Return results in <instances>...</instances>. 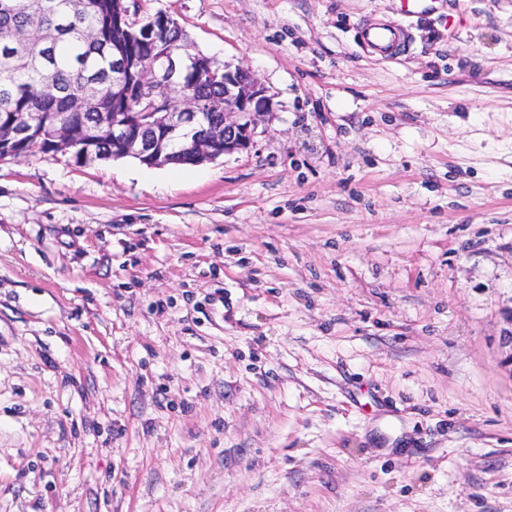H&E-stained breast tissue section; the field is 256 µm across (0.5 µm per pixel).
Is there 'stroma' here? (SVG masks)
Masks as SVG:
<instances>
[{
    "label": "stroma",
    "instance_id": "35a3bbf8",
    "mask_svg": "<svg viewBox=\"0 0 512 512\" xmlns=\"http://www.w3.org/2000/svg\"><path fill=\"white\" fill-rule=\"evenodd\" d=\"M138 5L274 114L0 161V512H512V0ZM363 42L377 52H385L399 40L397 29L385 25H371L361 32Z\"/></svg>",
    "mask_w": 512,
    "mask_h": 512
}]
</instances>
